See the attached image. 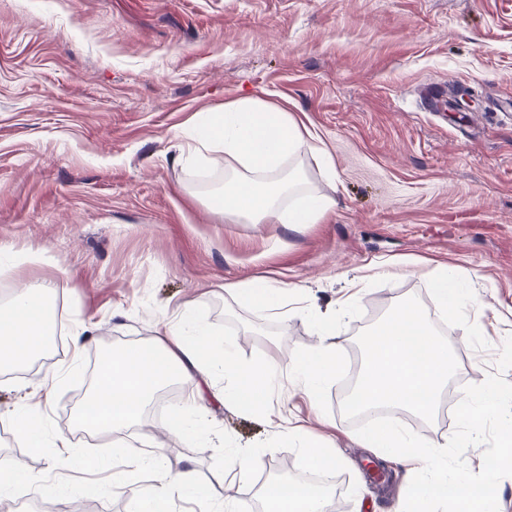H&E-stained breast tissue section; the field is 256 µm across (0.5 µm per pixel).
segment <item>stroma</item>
<instances>
[{"mask_svg":"<svg viewBox=\"0 0 512 512\" xmlns=\"http://www.w3.org/2000/svg\"><path fill=\"white\" fill-rule=\"evenodd\" d=\"M431 84L466 86L478 105L425 111ZM246 95L291 112L332 157V183L305 161L336 200L319 223L295 232L217 214L224 164H189V134L199 113ZM0 250L39 257L0 271V300L44 285L62 336L0 370V458L36 475L30 512H137L131 488L152 479L131 463L120 484L52 496L55 449L13 434L15 409L42 404V382L70 360L76 324L91 336L80 373L50 400L54 435L71 428L99 350L152 340L156 318L180 302L194 301L240 361L293 357L315 341L305 306L335 314L347 273L367 287L338 316L341 367L319 411L284 378L272 413L211 405L214 438L169 441L143 419L130 442L166 440L170 472L189 464L199 482H232L244 512L267 468L302 465L279 410L343 458L339 512H401L410 474L359 445L340 393L362 360V330L406 297L431 305L434 262L463 267L487 329L467 336L434 317L457 353L449 391L495 372L512 335V0H0ZM384 257L404 260L403 272L378 274ZM263 276L291 285L282 308L237 300L233 283ZM222 435L257 454L249 480L226 471Z\"/></svg>","mask_w":512,"mask_h":512,"instance_id":"35a3bbf8","label":"stroma"}]
</instances>
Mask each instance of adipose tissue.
<instances>
[{
	"instance_id": "obj_1",
	"label": "adipose tissue",
	"mask_w": 512,
	"mask_h": 512,
	"mask_svg": "<svg viewBox=\"0 0 512 512\" xmlns=\"http://www.w3.org/2000/svg\"><path fill=\"white\" fill-rule=\"evenodd\" d=\"M311 154L326 178L336 170L331 157L312 146L291 114L243 97L223 111L206 114L188 145L190 159L224 157V194L221 209L242 224H286L299 229L319 223L336 206L334 198L306 186L303 154ZM462 271L445 264L429 275L436 308L443 315L466 323L470 335L483 328L470 323L467 313L476 298L460 286ZM238 298L258 308H273L288 293L287 283L256 278L234 285ZM43 286L14 291L0 301V366L25 363L45 347L46 322ZM317 342L304 354L284 360L239 362L235 343L214 338L199 325L194 304L178 306L158 322L155 338L146 345L115 353L98 374L78 413L91 434L125 437L143 416L157 391L177 379L195 381L194 392L171 412L170 434L207 431L209 400L246 413L266 409L281 373L318 405L322 392L336 373L338 344L335 319L310 309ZM123 457L137 460L155 475L153 483L135 488L140 512H171L173 497L207 498L215 512H234L231 484L216 488L197 482L193 469L182 470L167 482L159 449L126 448ZM272 512H326L323 495L302 478L273 480L261 488Z\"/></svg>"
}]
</instances>
